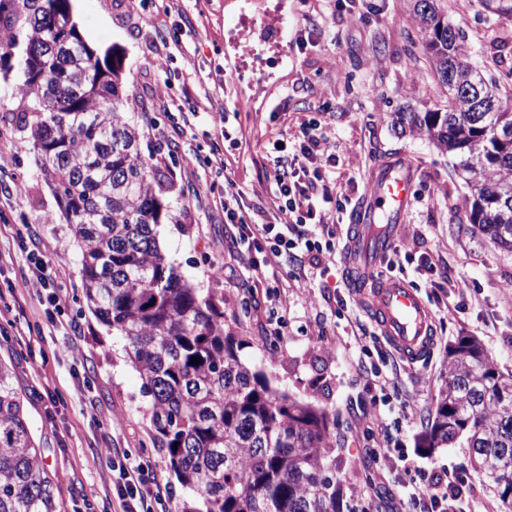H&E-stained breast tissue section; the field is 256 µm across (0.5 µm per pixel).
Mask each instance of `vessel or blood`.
<instances>
[{
    "label": "vessel or blood",
    "instance_id": "obj_1",
    "mask_svg": "<svg viewBox=\"0 0 512 512\" xmlns=\"http://www.w3.org/2000/svg\"><path fill=\"white\" fill-rule=\"evenodd\" d=\"M415 168L402 157H388L373 168L370 189L353 216L356 230L345 247L351 286L369 307L383 336L406 361L415 363L432 350V313L420 294L398 277L373 272L400 235L399 223L412 202Z\"/></svg>",
    "mask_w": 512,
    "mask_h": 512
}]
</instances>
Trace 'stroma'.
Returning a JSON list of instances; mask_svg holds the SVG:
<instances>
[{
  "label": "stroma",
  "mask_w": 512,
  "mask_h": 512,
  "mask_svg": "<svg viewBox=\"0 0 512 512\" xmlns=\"http://www.w3.org/2000/svg\"><path fill=\"white\" fill-rule=\"evenodd\" d=\"M463 32L464 59L512 85V17L484 12L476 0H442ZM84 39L112 52L122 65L124 110L139 131V150L160 172L155 192L163 204L156 227L168 262L199 293L224 300V329L242 342L241 361L271 387L323 411L350 512L374 503L385 512L387 489L364 459L387 406L373 399L352 364L354 332L376 328L356 295L344 287L348 310L338 319L318 283L292 277L271 294L269 312L286 316L288 333H270L269 312L246 311L242 283L249 273L232 248L235 234L213 196L232 176L245 208L268 205L264 146L273 136L302 138L301 123L315 114L335 146L330 178L352 199L364 197L372 167L405 154L417 171L415 198L402 218L401 241L412 249L402 278L430 306L437 345L414 364L390 354L386 371L409 405L392 433L405 448L420 435L446 375L449 344L471 336L498 369L512 375V252L490 245L469 221L470 187L455 157L420 135L399 134L394 114L446 105L448 93L421 46L414 0H71ZM179 23V45L158 33L161 19ZM16 74L0 75V361L14 372L31 431L54 483L57 512H121L112 469L117 453L148 456L164 490L152 512H180L189 490L176 480L167 456L153 448L150 399L112 333L83 299L81 251L58 200L35 163L29 130L12 118L20 103ZM223 86L214 101L235 138L225 146L227 171L209 163L217 136L207 115L184 114L205 91ZM30 237L58 260L45 289L28 288L30 260L20 244ZM434 257L451 282L431 284L417 256ZM224 267L223 278L212 275ZM58 295L60 306L47 298ZM54 320L52 335L27 329ZM426 469L469 468L477 512H503L497 494L470 469L466 449H420Z\"/></svg>",
  "instance_id": "stroma-1"
}]
</instances>
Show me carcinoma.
Here are the masks:
<instances>
[{
    "label": "carcinoma",
    "mask_w": 512,
    "mask_h": 512,
    "mask_svg": "<svg viewBox=\"0 0 512 512\" xmlns=\"http://www.w3.org/2000/svg\"><path fill=\"white\" fill-rule=\"evenodd\" d=\"M415 0L422 46L453 106L402 108L396 124L446 148L473 188L470 223L512 251V97L461 62L456 26L438 0ZM70 0H0V70L17 69L42 175L61 195L81 250L83 297L102 324L127 340L151 396L154 444L195 498L181 512H343L329 475L326 417L270 388L241 362L224 331V299L204 296L170 265L157 243L162 205L155 168L121 108L120 66L83 39ZM477 84L482 99L454 84ZM497 129L488 139L484 128ZM199 362L191 364V358ZM421 445L467 450L474 470L512 512V375L483 345L448 346V377L435 396ZM53 482L36 448L10 367L0 361V512H56Z\"/></svg>",
    "instance_id": "cac0c4a2"
}]
</instances>
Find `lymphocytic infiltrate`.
I'll return each mask as SVG.
<instances>
[{"instance_id": "obj_1", "label": "lymphocytic infiltrate", "mask_w": 512, "mask_h": 512, "mask_svg": "<svg viewBox=\"0 0 512 512\" xmlns=\"http://www.w3.org/2000/svg\"><path fill=\"white\" fill-rule=\"evenodd\" d=\"M319 127V120L310 117L302 123L304 133L298 144L288 145L281 138L267 142L273 179L269 206L245 210L240 190L229 177L216 198L225 223L237 231L239 256L270 289L277 288L281 277L297 263L328 276L340 251L334 225L351 208L352 200L325 179L326 170L336 164V155ZM370 354L369 345H360L356 369L379 391L384 405H396L398 413H406L397 388L380 366L370 363ZM368 458L382 476L398 480L402 491L395 504L397 512H471L473 487L463 469L426 473L416 457L385 429L380 431L375 448L369 449ZM116 494L122 512H145L146 500L161 498L150 461H133L124 471Z\"/></svg>"}]
</instances>
